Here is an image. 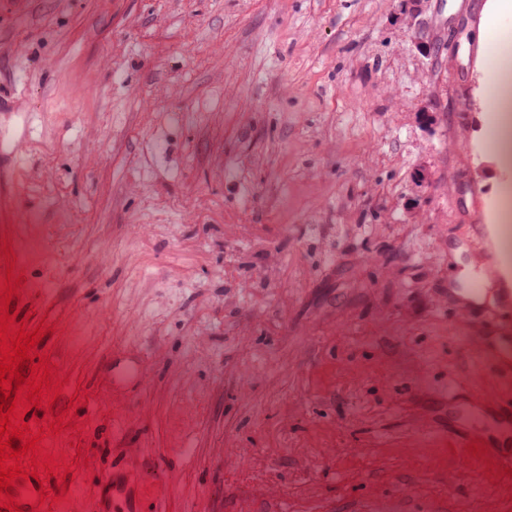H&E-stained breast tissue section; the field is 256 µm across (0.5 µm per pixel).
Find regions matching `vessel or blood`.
Masks as SVG:
<instances>
[{"instance_id":"obj_1","label":"vessel or blood","mask_w":512,"mask_h":512,"mask_svg":"<svg viewBox=\"0 0 512 512\" xmlns=\"http://www.w3.org/2000/svg\"><path fill=\"white\" fill-rule=\"evenodd\" d=\"M455 423L461 430H471L482 424L485 431L481 445L491 466L501 498L512 497V405L476 396L454 404ZM163 487L158 473L137 467L118 465L103 479L90 512H150L161 500ZM53 493V477L43 472L28 478H15L10 486L0 490V512L6 506L18 507L20 512H45Z\"/></svg>"}]
</instances>
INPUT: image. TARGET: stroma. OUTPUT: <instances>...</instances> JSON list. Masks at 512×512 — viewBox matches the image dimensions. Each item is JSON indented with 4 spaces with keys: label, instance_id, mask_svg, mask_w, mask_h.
Wrapping results in <instances>:
<instances>
[{
    "label": "stroma",
    "instance_id": "obj_1",
    "mask_svg": "<svg viewBox=\"0 0 512 512\" xmlns=\"http://www.w3.org/2000/svg\"><path fill=\"white\" fill-rule=\"evenodd\" d=\"M507 50L489 0H0V283L49 378L12 446L47 512L129 443L157 512H494L448 401L512 396L506 328L457 300L512 288ZM500 111L493 113L492 117L498 126L511 130L512 127V68L505 74L500 97ZM503 203L499 214V236L501 242L500 258L511 263L512 260V189L503 191Z\"/></svg>",
    "mask_w": 512,
    "mask_h": 512
}]
</instances>
